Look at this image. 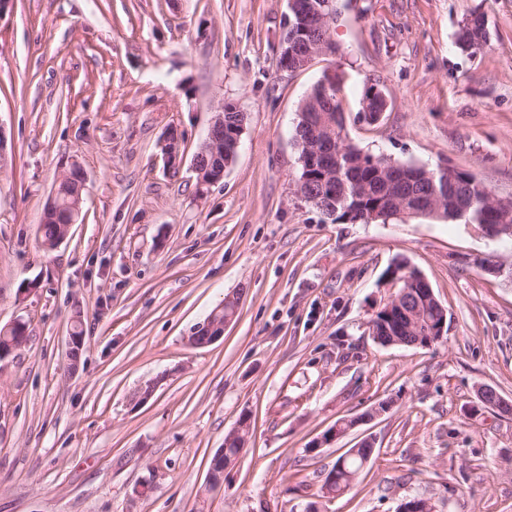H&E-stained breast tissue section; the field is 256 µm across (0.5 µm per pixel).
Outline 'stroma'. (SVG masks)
Returning a JSON list of instances; mask_svg holds the SVG:
<instances>
[{"label":"stroma","instance_id":"35a3bbf8","mask_svg":"<svg viewBox=\"0 0 512 512\" xmlns=\"http://www.w3.org/2000/svg\"><path fill=\"white\" fill-rule=\"evenodd\" d=\"M484 13L490 41L457 33ZM288 0H8L0 9V512H512V240L406 217L330 224L297 194L299 108L341 88L349 140L396 162L451 165L512 199V0H339L335 56L284 72ZM387 108L362 116L364 84ZM247 115L221 182L193 158L225 104ZM180 141L181 161L163 147ZM80 223L51 250L44 209L73 164ZM407 261L447 310L429 347L384 346L369 322ZM32 283L28 294L22 284ZM227 297L215 342L196 328ZM81 325L77 369L67 340ZM150 397H143L147 385ZM391 402L382 416L363 413ZM359 418L322 443L337 420ZM244 448L209 485L224 437ZM344 494L323 476L364 437ZM485 20L484 13L474 11L462 21L457 36V44L461 50L470 51V54L473 55L474 51H472L471 48H473L476 43L481 39H485L486 44V34L488 31Z\"/></svg>","mask_w":512,"mask_h":512}]
</instances>
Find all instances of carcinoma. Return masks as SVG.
<instances>
[{
  "instance_id": "carcinoma-1",
  "label": "carcinoma",
  "mask_w": 512,
  "mask_h": 512,
  "mask_svg": "<svg viewBox=\"0 0 512 512\" xmlns=\"http://www.w3.org/2000/svg\"><path fill=\"white\" fill-rule=\"evenodd\" d=\"M291 26L288 37L298 35L297 53L303 54L308 44L321 41L323 32L311 26L307 18L290 16ZM485 15L474 11L460 26L457 44L463 51H469L476 43L486 38ZM325 111L327 119L336 125L330 132H318L312 128L307 113L298 116L295 136L301 140H313L319 148L331 144V136H336V147L341 155L338 167L342 179L336 181L334 188L316 191L309 204L333 224H364L366 217L376 214V222L385 224L403 217V210L433 193L443 198L442 207L433 218L449 223L474 224L483 227L486 224H511L512 201L489 203L490 191L474 174L456 167L426 169L413 164H400L393 167L392 161L381 155H372L354 145L345 131V118L341 110L338 91L316 86L309 94ZM83 195V180L80 173H72V178L62 181L57 188L56 206L45 209L41 224V244L52 246L59 239L64 221L69 214L70 205ZM411 308L419 307L429 317L439 314L433 300L423 301V295H404ZM365 454L358 456H339L333 466L340 482L336 483L335 494L348 491L351 484L348 475L359 470Z\"/></svg>"
}]
</instances>
